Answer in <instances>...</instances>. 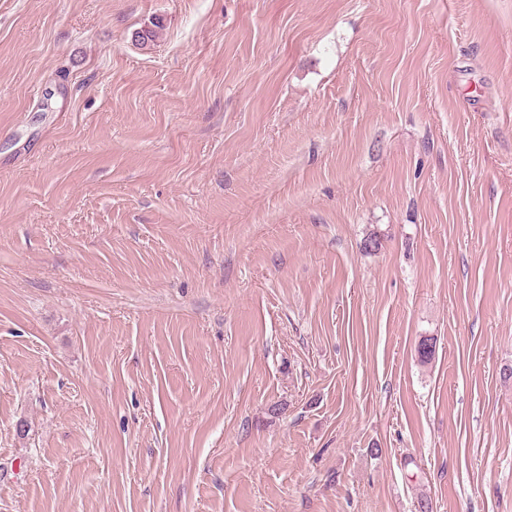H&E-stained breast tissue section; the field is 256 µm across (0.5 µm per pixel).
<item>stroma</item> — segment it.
Listing matches in <instances>:
<instances>
[{
  "instance_id": "35a3bbf8",
  "label": "stroma",
  "mask_w": 512,
  "mask_h": 512,
  "mask_svg": "<svg viewBox=\"0 0 512 512\" xmlns=\"http://www.w3.org/2000/svg\"><path fill=\"white\" fill-rule=\"evenodd\" d=\"M510 365L512 0H0V512H512Z\"/></svg>"
}]
</instances>
